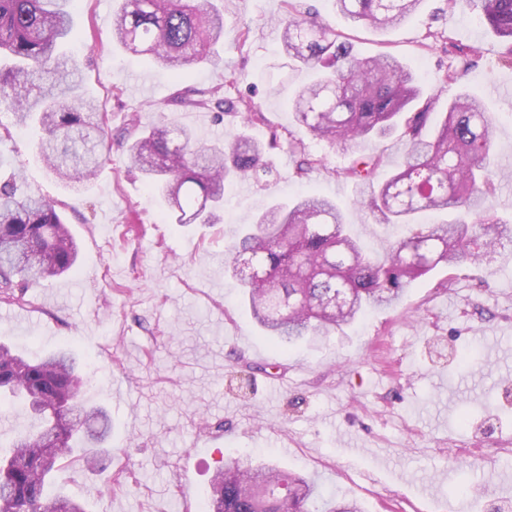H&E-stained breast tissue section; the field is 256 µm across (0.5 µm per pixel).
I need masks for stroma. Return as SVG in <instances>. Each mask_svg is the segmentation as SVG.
<instances>
[{
    "mask_svg": "<svg viewBox=\"0 0 512 512\" xmlns=\"http://www.w3.org/2000/svg\"><path fill=\"white\" fill-rule=\"evenodd\" d=\"M298 3L358 54L409 64L421 101L435 100L436 111L462 92L486 104L504 173L492 202L511 218L507 43L475 11L449 9L446 0H423L419 16L386 31L349 25L334 0ZM118 5L78 0L72 12L79 93L111 117L94 182L54 180L38 154L39 130L20 129L0 107L9 131L0 173L20 172L28 190L57 201L78 244L73 272L25 300L0 302V336L33 360L71 345L87 366L85 405L104 408L112 422L105 460L65 467L46 497L65 490L87 512H197L221 461L250 448L361 512H512V243L488 263L438 266L394 306L278 353L225 269L224 250L240 227L274 203L325 194L344 205L371 253L404 230L354 206V183L338 175L350 153L295 124L289 103L304 75L280 48L283 0H224L220 62L177 79L116 46ZM186 86L224 98L226 109L176 105ZM241 100L254 102L263 120L243 126L232 109ZM156 123L188 128L202 142L241 128L261 142L278 133L282 144L268 155L275 173L234 184L214 223H176L126 151L133 127ZM292 143L322 157V167L297 177ZM469 351L473 360L461 365ZM283 372L284 387L264 383Z\"/></svg>",
    "mask_w": 512,
    "mask_h": 512,
    "instance_id": "1",
    "label": "stroma"
}]
</instances>
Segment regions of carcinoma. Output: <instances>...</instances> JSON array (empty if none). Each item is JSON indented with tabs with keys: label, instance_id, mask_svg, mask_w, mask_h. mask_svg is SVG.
<instances>
[{
	"label": "carcinoma",
	"instance_id": "obj_1",
	"mask_svg": "<svg viewBox=\"0 0 512 512\" xmlns=\"http://www.w3.org/2000/svg\"><path fill=\"white\" fill-rule=\"evenodd\" d=\"M74 0H0V101L19 126L43 133L38 148L48 168L64 181H89L102 166L99 139L107 114L76 93V63L64 47L74 36ZM423 0H335L351 24L396 27L417 13ZM477 10L500 37L512 40V0H448ZM284 54L313 72L291 101L297 124L314 138L356 154L338 175L360 188L359 203L383 221L409 224L408 234L371 259L345 224L335 199L303 195L276 204L244 227L225 257L238 276L244 304L257 324L285 353L300 342L325 336L369 309L390 306L415 279L439 264L454 268L481 262L512 225L489 204L494 180L491 119L483 102L458 95L438 121L432 104L416 105L411 68L392 56L359 57L339 40L332 25L294 0H285L278 20ZM113 35L133 56H149L173 76L192 64L217 63L224 41V9L214 0H121ZM185 107L224 105V100L177 98ZM402 126L404 152L398 171L374 186L377 156L357 152L361 142ZM266 144L245 132L202 144L184 127L156 125L129 146L131 164L147 188L165 199L180 224H212L238 180L270 173ZM298 176L320 165L298 146ZM454 214L437 224L418 222L422 213ZM0 298L12 302L41 281L69 272L77 244L56 202L24 192L16 176L0 182ZM83 364L66 348L36 363L0 342V395L21 400L39 417L34 430L17 432L0 454V512H86L45 487L79 447L98 452L111 433L101 408L80 402ZM316 497L304 478L264 461L225 460L213 475L206 512H311Z\"/></svg>",
	"mask_w": 512,
	"mask_h": 512
}]
</instances>
